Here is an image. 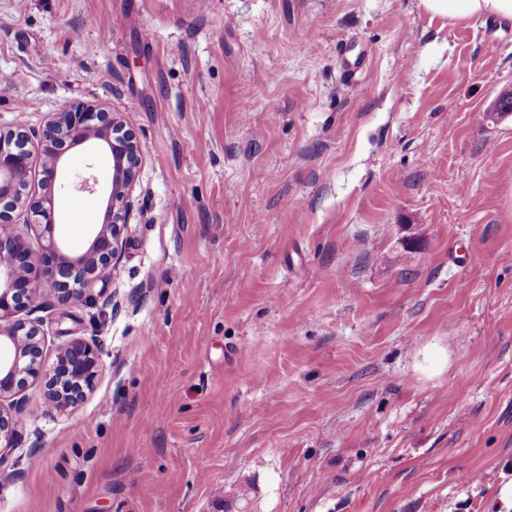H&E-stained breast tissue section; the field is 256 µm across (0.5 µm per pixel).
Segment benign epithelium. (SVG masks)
<instances>
[{"label": "benign epithelium", "instance_id": "1", "mask_svg": "<svg viewBox=\"0 0 512 512\" xmlns=\"http://www.w3.org/2000/svg\"><path fill=\"white\" fill-rule=\"evenodd\" d=\"M103 146L112 157V176L101 224L92 230L89 245L71 254L55 233V192L67 173L61 164L62 146ZM44 160L43 192L28 194L34 153ZM141 158L136 137L112 112L73 101L51 114L40 130L0 132V462L14 448L19 403L16 399L26 374L44 383L48 402L58 411L78 404L92 386L100 363L95 344L75 339L64 345L47 367L39 324L21 317L23 308L42 295L36 272L48 278L47 290L68 303L73 288L86 290L112 277L123 248L130 197ZM26 212L27 224L43 241L33 252L17 230L13 213Z\"/></svg>", "mask_w": 512, "mask_h": 512}]
</instances>
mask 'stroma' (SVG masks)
Wrapping results in <instances>:
<instances>
[{"label":"stroma","instance_id":"obj_1","mask_svg":"<svg viewBox=\"0 0 512 512\" xmlns=\"http://www.w3.org/2000/svg\"><path fill=\"white\" fill-rule=\"evenodd\" d=\"M510 89L512 20L420 0H0V127L141 153L96 303L30 313L101 369L25 380L0 512H512ZM105 205L57 192L71 253ZM448 365V354L437 345H428L423 349L420 368L423 372H439Z\"/></svg>","mask_w":512,"mask_h":512}]
</instances>
